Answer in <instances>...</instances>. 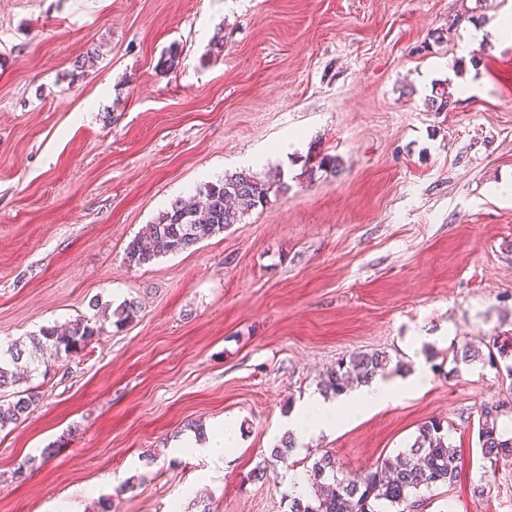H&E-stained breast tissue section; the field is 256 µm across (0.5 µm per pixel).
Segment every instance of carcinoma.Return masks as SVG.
I'll use <instances>...</instances> for the list:
<instances>
[{"label": "carcinoma", "instance_id": "1", "mask_svg": "<svg viewBox=\"0 0 512 512\" xmlns=\"http://www.w3.org/2000/svg\"><path fill=\"white\" fill-rule=\"evenodd\" d=\"M433 112H448L453 101L447 92L428 98ZM287 188L281 171L264 176L236 171L216 182H208L191 197L175 201L163 212L149 231L128 246L126 262L143 266L154 259L187 250L224 231L258 206L266 204L270 193ZM138 306L120 304L113 313L83 317L68 326H44L30 337V343L48 359L69 357L106 332L105 323L121 328L133 321ZM26 350L17 341L0 346V393L14 389L17 400L0 405V430L19 423L39 400L33 387L18 389L38 371V362L24 359ZM390 358L383 351H358L336 362L320 379L325 393L338 395L350 384H365L388 369ZM478 443L482 458L492 464L512 459V436L499 430L498 410L481 414ZM297 444L290 435L271 449L270 458L254 470V478L267 474L270 463L283 459ZM457 449L448 438V429L440 419L423 422L406 449L395 457L379 458L359 478L338 477L334 457L328 453L314 460L308 469L312 493L291 497L290 512H415L424 506L423 491L450 485L457 476Z\"/></svg>", "mask_w": 512, "mask_h": 512}]
</instances>
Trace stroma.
<instances>
[{"label":"stroma","mask_w":512,"mask_h":512,"mask_svg":"<svg viewBox=\"0 0 512 512\" xmlns=\"http://www.w3.org/2000/svg\"><path fill=\"white\" fill-rule=\"evenodd\" d=\"M504 15L512 0H0V341L139 308L34 374L38 404L0 431V512H288L317 457L362 475L431 418L458 475L421 512H512V461L483 462L477 436L490 407L512 427L507 361L487 360L512 336V42L463 43ZM443 86L452 110L429 111ZM271 168L288 191L242 223L127 264L175 200ZM465 344L481 360L452 364ZM360 350L418 389L251 479ZM229 418V460L173 452Z\"/></svg>","instance_id":"obj_1"}]
</instances>
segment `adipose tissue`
Instances as JSON below:
<instances>
[{
	"label": "adipose tissue",
	"mask_w": 512,
	"mask_h": 512,
	"mask_svg": "<svg viewBox=\"0 0 512 512\" xmlns=\"http://www.w3.org/2000/svg\"><path fill=\"white\" fill-rule=\"evenodd\" d=\"M412 387L413 381L409 378L402 380L378 376L332 400L315 394L304 398L293 410L287 421V428L297 443L303 444L310 438L335 432L338 415L354 405L381 409L396 404Z\"/></svg>",
	"instance_id": "ef3b65f1"
}]
</instances>
